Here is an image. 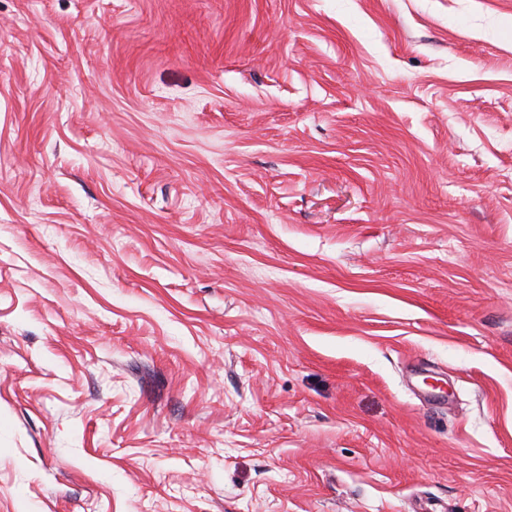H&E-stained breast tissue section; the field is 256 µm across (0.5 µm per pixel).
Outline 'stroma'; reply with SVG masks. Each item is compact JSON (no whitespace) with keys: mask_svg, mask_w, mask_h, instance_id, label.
I'll return each instance as SVG.
<instances>
[{"mask_svg":"<svg viewBox=\"0 0 512 512\" xmlns=\"http://www.w3.org/2000/svg\"><path fill=\"white\" fill-rule=\"evenodd\" d=\"M0 512H512V0H0Z\"/></svg>","mask_w":512,"mask_h":512,"instance_id":"1","label":"stroma"}]
</instances>
